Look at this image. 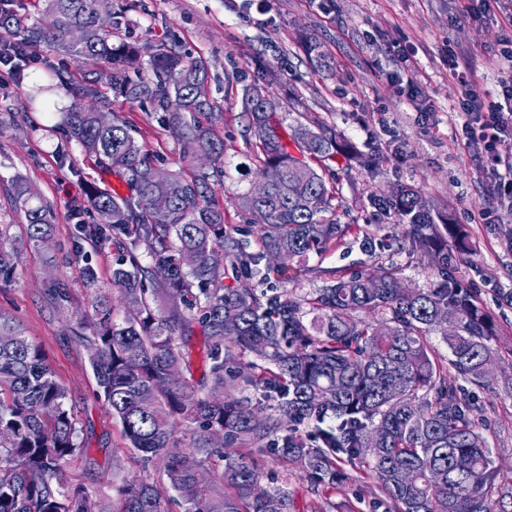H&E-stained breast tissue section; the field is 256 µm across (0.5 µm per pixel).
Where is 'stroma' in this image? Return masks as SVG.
I'll list each match as a JSON object with an SVG mask.
<instances>
[{
  "mask_svg": "<svg viewBox=\"0 0 512 512\" xmlns=\"http://www.w3.org/2000/svg\"><path fill=\"white\" fill-rule=\"evenodd\" d=\"M124 21L114 42L141 47L150 56L157 47L179 45L189 57L209 64L213 105L205 120L224 144L223 183L215 197L224 222L244 228L251 218L239 211L234 195L245 187L235 170L251 153L244 137L241 94L260 84L279 101L280 117L292 123L298 112L315 113L336 126L359 153L339 160L342 206L338 220L354 225L322 264L348 272L389 264L403 268L405 287L431 288L440 280L438 266L402 250L393 229L399 216L386 202L400 184L420 187L433 213L464 227L475 247L451 264L461 285L469 288L495 319L492 341L497 356L488 384L472 396L485 409L483 434L504 489L512 488V198L487 171L483 148L464 130V109L448 74L447 59L457 55L477 74L484 109L502 104L501 81L512 73L505 54L512 49V23L506 19L512 0H112ZM316 38L331 57L329 68H315L303 37ZM409 72L422 89L410 99L388 73ZM26 84L0 83V224L15 238L25 226L11 202L12 182L23 177L52 204L55 229L49 247L27 250L8 278H0V311L14 316L30 341L41 347L69 393L86 457L65 469L71 484L113 501L119 487L141 479L166 486L162 468H141L127 449L119 426L103 400L89 368V352L73 336L75 319L91 314L92 292L71 262L82 224L97 220L94 210L82 219L70 205L91 186L122 189L117 173L105 171L56 128L50 113L26 105ZM114 114L131 125L145 152L165 171L192 172L199 161L185 154L150 106L112 94ZM400 146V158L385 143ZM371 235H363L364 227ZM61 280L69 287L66 307L54 304L46 285ZM266 473L285 482L293 512H316L322 501L316 486L297 467L266 461ZM373 479L351 473L330 493L334 512H387L367 492Z\"/></svg>",
  "mask_w": 512,
  "mask_h": 512,
  "instance_id": "stroma-1",
  "label": "stroma"
}]
</instances>
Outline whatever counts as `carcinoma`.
Returning <instances> with one entry per match:
<instances>
[{"instance_id": "obj_1", "label": "carcinoma", "mask_w": 512, "mask_h": 512, "mask_svg": "<svg viewBox=\"0 0 512 512\" xmlns=\"http://www.w3.org/2000/svg\"><path fill=\"white\" fill-rule=\"evenodd\" d=\"M44 2L45 18L28 25L9 12L13 0H0V39L51 45L100 66L77 86L63 68L50 71L48 84L19 72L34 97L57 88L71 95L62 113L69 139L122 173L129 190L121 196L93 187L87 201L71 206L75 216L87 205L98 213L100 223L82 225L83 240L117 253L112 285L120 293L117 305L95 294L92 323L79 319L75 338L89 348L90 368L122 438L144 464L164 462L169 489L130 484L111 508L87 487L66 482L64 465L87 454L68 390L22 326L0 312V339H6L0 343V434L11 438L0 445V512H171L170 490L184 512H267L270 499L290 512L288 488L263 484L265 457L299 466L327 489L342 483L349 469L368 470L370 494L390 512H512L479 429L480 408L448 381L451 367L463 381L486 385L484 369L495 356L493 318L448 272V251L462 257L470 249L465 231L448 219L436 224L427 197L403 185L388 201L407 219L403 248L441 259V287L402 292V267L394 263L350 273L310 264L352 229L336 220L338 188L324 177L350 145L336 128L309 126L301 115L283 141L274 99L252 85L243 89L242 117L269 193L262 200L247 190L235 197L258 228V249H250L224 224L211 190L213 179L225 177L223 167L172 171L157 182L132 127L115 116L108 124L99 120L111 108L99 91L107 83L131 102L150 103L187 150L222 158L224 145L196 120L211 109L207 63L161 46L150 58L153 78L135 81L129 70L139 68V53L112 43L120 21L109 0ZM74 27L88 30L90 40L71 42ZM173 70L184 74L179 86L167 82ZM159 195L169 201L163 212L152 208ZM12 202L26 236L14 240L0 225L2 278L23 249L50 239L54 221L52 206L21 177ZM143 244L151 265L143 263ZM271 252L281 261L267 263ZM186 254L194 257L190 266L183 263ZM75 258L84 262L86 285L96 288L97 269L82 247ZM253 280L267 291L257 292ZM228 319L237 324L232 336L224 334ZM197 327L208 381L172 383L170 370L191 371L184 347ZM436 332L451 352L446 361L433 353L429 336ZM229 343L239 358L224 355ZM240 385L253 394L228 392ZM265 407L273 413L262 414ZM308 420L317 427L306 436L300 426ZM182 422L198 425L187 452L176 437ZM217 460L223 462L219 481L201 483L197 468L209 470Z\"/></svg>"}]
</instances>
